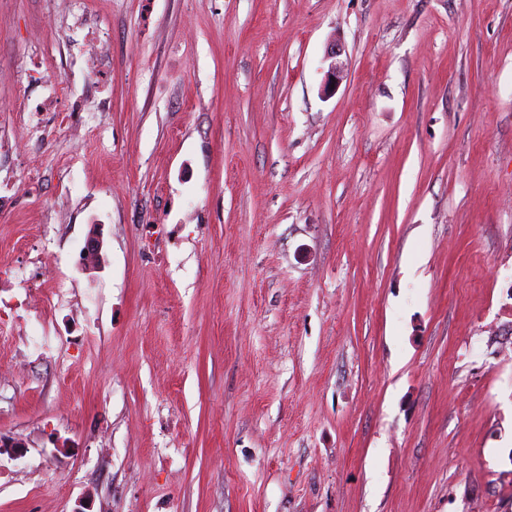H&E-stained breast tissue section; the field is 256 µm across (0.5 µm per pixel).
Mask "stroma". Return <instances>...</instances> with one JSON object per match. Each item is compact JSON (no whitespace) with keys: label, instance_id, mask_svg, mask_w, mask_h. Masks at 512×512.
Masks as SVG:
<instances>
[{"label":"stroma","instance_id":"obj_1","mask_svg":"<svg viewBox=\"0 0 512 512\" xmlns=\"http://www.w3.org/2000/svg\"><path fill=\"white\" fill-rule=\"evenodd\" d=\"M0 314V512H512V0H0Z\"/></svg>","mask_w":512,"mask_h":512}]
</instances>
